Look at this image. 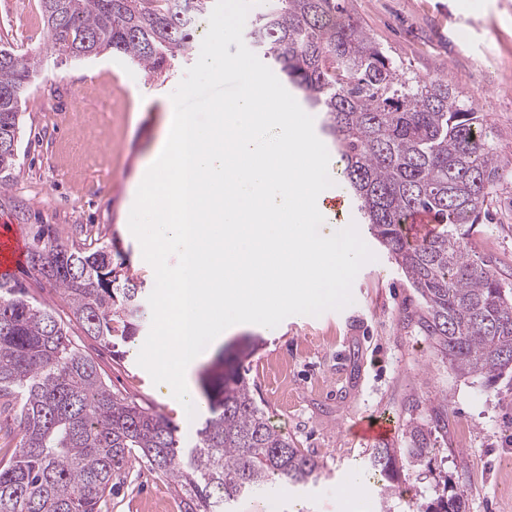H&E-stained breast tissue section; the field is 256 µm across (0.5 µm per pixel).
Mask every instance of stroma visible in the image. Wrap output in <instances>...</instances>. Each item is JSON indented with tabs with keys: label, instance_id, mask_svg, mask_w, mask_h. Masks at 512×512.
<instances>
[{
	"label": "stroma",
	"instance_id": "obj_1",
	"mask_svg": "<svg viewBox=\"0 0 512 512\" xmlns=\"http://www.w3.org/2000/svg\"><path fill=\"white\" fill-rule=\"evenodd\" d=\"M360 22L403 68L427 78L446 76L486 113L502 153H512V0H350ZM206 27L178 58L166 81L148 80L125 58L106 54L83 61L44 60L23 114L13 184L0 197V225L23 233L54 224H82L128 259L146 287L154 271L128 227L141 169L161 138L165 105L200 54ZM47 39L36 0H0V46L32 53ZM375 255L358 272L354 301L318 316L294 315L277 327L240 324L208 346L194 371L202 377L218 354L258 341L243 366L271 423L316 456L315 481L293 489L275 484L247 493L231 512H419L442 491L441 480L468 488L465 512H512V375L487 390L481 377H460L431 351L411 315L417 296L387 251L349 211ZM512 283V185L500 189L488 220L469 241ZM108 350L72 323L73 341L100 366L113 390L169 418L182 445L196 441L197 420L169 399L137 363L149 333ZM448 401V435L430 463L402 469L389 504H382L368 459L374 446L349 431L355 419L378 413L404 445L410 423H425ZM107 512H183L170 479L143 462L122 473Z\"/></svg>",
	"mask_w": 512,
	"mask_h": 512
}]
</instances>
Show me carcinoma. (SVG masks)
<instances>
[{
    "label": "carcinoma",
    "mask_w": 512,
    "mask_h": 512,
    "mask_svg": "<svg viewBox=\"0 0 512 512\" xmlns=\"http://www.w3.org/2000/svg\"><path fill=\"white\" fill-rule=\"evenodd\" d=\"M210 0H40L48 41L19 55L0 48V195L11 187L28 86L47 57L96 49L127 57L150 78L171 71ZM250 38L317 113L336 154L338 179L414 288L415 326L462 377L485 387L512 373V285L465 239L490 200L512 182L484 113L435 77L396 64L349 8V0H266ZM431 215L437 229L414 243L403 224ZM36 274L62 289L86 335L104 347L133 338L144 315L143 282L112 263L101 238L39 224L24 276L0 278V438L18 439L0 463V512H102L112 480L134 458L170 478L184 512H228L244 493L277 480L304 487L320 469L260 407L238 370L202 386L208 416L192 448L150 407L112 391L70 326L29 297ZM434 427L412 424L404 448H376L370 468L389 498L398 464L421 466L448 432V398ZM468 489L449 486L421 512H464Z\"/></svg>",
    "instance_id": "cac0c4a2"
}]
</instances>
